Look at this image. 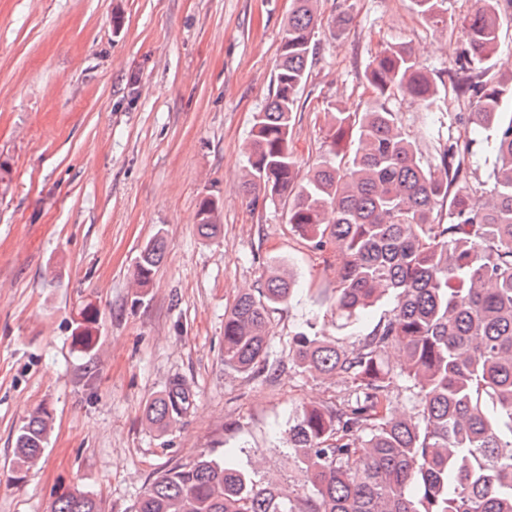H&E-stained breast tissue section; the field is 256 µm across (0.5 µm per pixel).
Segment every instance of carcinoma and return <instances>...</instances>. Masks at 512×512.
Here are the masks:
<instances>
[{
	"instance_id": "cac0c4a2",
	"label": "carcinoma",
	"mask_w": 512,
	"mask_h": 512,
	"mask_svg": "<svg viewBox=\"0 0 512 512\" xmlns=\"http://www.w3.org/2000/svg\"><path fill=\"white\" fill-rule=\"evenodd\" d=\"M316 3L293 0L274 87L246 146L245 184L288 200V224L300 238L318 249L336 242L341 318L385 296L395 305L352 349L305 330L289 338L288 358L302 372L348 383L336 403L295 413L288 443L296 483L256 481L202 453L158 476L135 512H512V116H503L512 73L487 64L499 42L500 0H475L460 20L466 48L448 72L493 140L486 183L471 180L472 139L448 135L437 164L426 167L387 108L398 93L427 108L438 100L437 85L404 44L369 63L364 111L326 107L327 152L298 179L292 114L316 54ZM412 3L423 19L447 22L446 0ZM219 230L218 207L205 199L198 232L209 238ZM164 255L160 235L142 247L135 287L152 282ZM294 286L292 275L273 268L235 299L224 314L225 367L245 374L267 364L269 312ZM98 330L99 312L87 304L74 321V346L93 354ZM392 346L394 365L385 359ZM398 381L417 400L418 424L391 410ZM189 405L173 383L147 401L143 415L165 430ZM51 424L41 406L19 428L18 467L38 462ZM50 512H102V505L92 494L67 492Z\"/></svg>"
}]
</instances>
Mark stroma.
Returning <instances> with one entry per match:
<instances>
[{"mask_svg": "<svg viewBox=\"0 0 512 512\" xmlns=\"http://www.w3.org/2000/svg\"><path fill=\"white\" fill-rule=\"evenodd\" d=\"M292 0H0V512H50L81 490L104 512H132L156 477L202 453L271 476L298 477L288 427L301 406L335 401L344 382L300 373L288 339L312 329L352 348L393 308L383 298L352 321L333 307L335 244L295 235L281 200L255 201L243 180L253 119L273 87ZM447 29L411 0H318L323 24L292 118L301 173L325 152L327 104L363 111L366 71L385 46L411 47L437 82L429 110L387 103L423 162L449 134L469 133L471 165L487 179L486 132L456 123L474 112L448 72L465 47L460 18L474 0H447ZM347 17L343 32L332 20ZM221 229L197 230L201 202ZM162 235L165 261L133 287L141 248ZM281 266L298 289L270 312L267 368L224 365V313ZM100 313L87 357L72 346L86 304ZM180 382L190 405L166 431L145 403ZM53 414L36 465L18 470L14 438L39 406Z\"/></svg>", "mask_w": 512, "mask_h": 512, "instance_id": "35a3bbf8", "label": "stroma"}]
</instances>
